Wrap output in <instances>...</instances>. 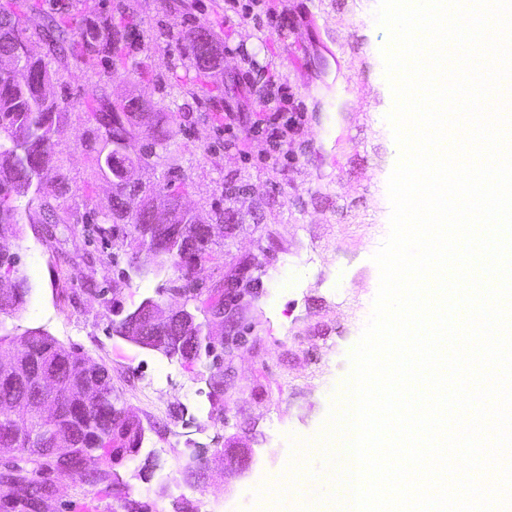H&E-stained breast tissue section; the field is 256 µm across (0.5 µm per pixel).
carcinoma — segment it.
Instances as JSON below:
<instances>
[{
	"mask_svg": "<svg viewBox=\"0 0 512 512\" xmlns=\"http://www.w3.org/2000/svg\"><path fill=\"white\" fill-rule=\"evenodd\" d=\"M130 14L121 17L119 24L108 18L87 19L77 27L63 24L53 14L43 15L35 31H30L23 13L28 10L26 0H17L15 10L0 11V56L8 55L18 41L37 37L42 53H29L21 65L27 73L24 83L15 82L0 72V239L17 231L18 208L14 197L20 189H33L29 203H37L45 237L55 244L59 259L69 260L65 246L75 224L89 226L90 236L105 245L130 239L137 250L149 249L153 241L166 244L174 251L170 262L159 268H170L179 275L166 281L157 295L171 293L177 288H194L190 280L194 271L211 256L215 231L224 229V209L215 207L206 213L177 214L165 222L150 223L146 208L128 211L123 204L113 202L104 213H69L62 208L71 193L70 177L58 164L54 133L63 113L56 97L58 81L75 68L91 81L92 93L82 106L90 124L84 141L87 150L94 153L95 166L107 179L121 178L124 171L142 163L153 168L162 167L165 181L158 189L176 202L182 192L174 189L186 186V174L178 163L179 136L186 132L178 122L186 111L184 99L191 98L200 112L212 111L211 102L220 98L195 83L189 72H209L224 65L217 40L201 24L186 18L188 6L180 3L173 10L185 16L177 27L156 25L151 40L173 47L177 55L166 70L148 74L145 84L130 95L127 104L116 107L110 88L112 79L120 71H140L135 54L144 50V44L126 39L128 32L144 23L142 14L147 0H121ZM149 108L154 122L147 131L140 130L138 114ZM143 141L137 159L122 153L123 145L133 138ZM19 257L14 253H0V270L15 274L11 291L0 289V314L18 311L26 302L30 286L26 277L18 274ZM207 314L205 307L196 306L183 319V328L177 335L158 329L146 332L159 338V352L168 358L193 360L200 354L210 355L215 346L196 340L205 326L198 314ZM10 355L18 364L28 367V375L19 377L0 363V427L7 424L25 438L38 435L42 425L28 411L16 405L27 402L38 394L37 372L45 367L57 374L56 395L61 411L60 429L68 434V446L49 449L32 444L20 448L24 465H11L18 478L15 485L0 495L5 512H34L33 506L46 487L50 476L72 478L69 470L76 467L81 456L91 454L109 460L116 448L136 449L144 440V427L138 419L126 413L125 402L112 388L108 369L94 362L81 349L66 347L46 331L35 329L20 336L0 334V356ZM87 364L102 371V392L95 403L86 402L76 380L78 368ZM214 408L221 405L224 373L216 371L209 377Z\"/></svg>",
	"mask_w": 512,
	"mask_h": 512,
	"instance_id": "carcinoma-1",
	"label": "carcinoma"
}]
</instances>
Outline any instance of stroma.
<instances>
[{"instance_id":"1","label":"stroma","mask_w":512,"mask_h":512,"mask_svg":"<svg viewBox=\"0 0 512 512\" xmlns=\"http://www.w3.org/2000/svg\"><path fill=\"white\" fill-rule=\"evenodd\" d=\"M188 2L224 48L223 69L195 75V82L222 88L228 106L245 115L228 139L223 113L190 112L180 137L185 198L199 210L219 202L225 211L224 234L199 279L224 294L241 269L257 270L259 282L239 305L238 344L219 361L218 411L208 397L210 358L170 360L110 330L113 306L135 309L164 287L166 276L128 273L127 244L107 248L85 269L79 260L96 245L80 227L67 244L74 263L62 264L38 231L39 209L21 210L19 236L0 246L19 256L31 292L23 309L0 318V332L40 327L80 348L110 370L116 393L145 428L137 451L106 462L116 482L56 478L50 512H116L118 485L149 512H173L182 501L208 512H333L339 484L317 455V438L350 374L349 353L363 331L359 311L378 290L372 257L389 233L387 181L397 162L392 134L379 122L391 95L381 56L388 35L372 24L379 0H255L248 20L225 17L224 0ZM33 3V24L47 10L71 26L112 9V0ZM271 13L293 14L298 37L269 26ZM290 44L296 50L288 59ZM247 68L276 75L304 116L282 145L252 128L257 112L276 111L279 103L242 81ZM91 90L82 72L65 74L56 93L69 112L55 140L73 202L101 212L112 186L82 147L88 122L79 107ZM239 182L249 193L224 199L225 186ZM85 274L103 295L81 293ZM230 445L254 449L248 473L225 468L220 452ZM193 455L208 462L198 483L182 475Z\"/></svg>"}]
</instances>
